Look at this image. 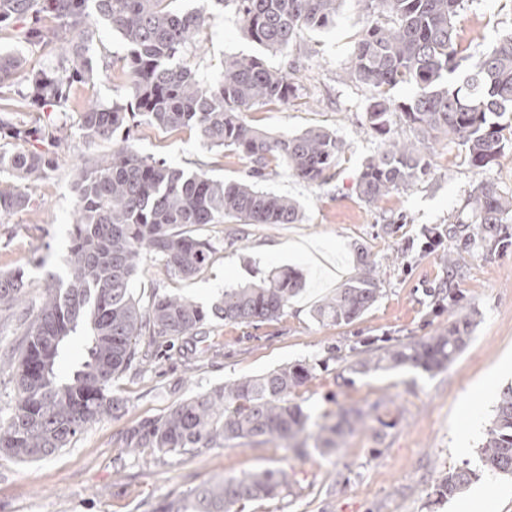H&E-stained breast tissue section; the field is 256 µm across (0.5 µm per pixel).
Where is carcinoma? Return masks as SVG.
<instances>
[{
	"mask_svg": "<svg viewBox=\"0 0 512 512\" xmlns=\"http://www.w3.org/2000/svg\"><path fill=\"white\" fill-rule=\"evenodd\" d=\"M93 6H88V3ZM174 0H0V28H13L17 39L48 50L53 61L35 68L25 57L0 52V174L22 187L0 188V220L27 209L32 190L53 169L51 153L36 143L58 147L68 141L63 127L39 120H17L7 102L15 99L34 112L67 113L74 91L93 82L88 57L100 26L119 33L129 47L127 104L84 105L77 129L88 144L109 142L136 113L170 130L190 128L212 147L231 148L253 163V177L264 175L272 160L309 184L331 178L345 143L315 127L299 134L272 137L240 118L256 105L289 104L296 98L288 73L269 68L260 56L224 59L212 82L179 61L195 45L206 19L205 7L178 11ZM234 5L246 35L269 52L294 47L305 29L336 22L340 0H217ZM369 19L348 62L347 74L372 90L366 108L367 129L383 138V148L359 174V197L375 204L392 192L415 184L429 172L427 142L456 140L471 166L489 168L506 144L504 120L512 128V32L472 63L460 67L454 21L463 0H364ZM22 88L14 89L20 72ZM409 86L411 97L397 101L390 91ZM421 133L404 141L392 132L390 116ZM77 203L65 270L47 274L40 304L23 314L25 331L14 356L17 399L0 415V451L23 461L45 459L105 417L122 409L112 396V383L132 365L154 358L147 345L182 341L186 358L200 353L199 337L215 317L226 323L258 322L278 317L302 280L292 270L271 271L258 283L224 289V297L206 311L177 295L155 294L143 306L131 284L141 259L161 261L168 275L191 278L214 253L212 242L194 233L206 224L235 220L240 224H298L297 201L266 192L254 181H224L207 173L148 161L129 146L94 158L77 182ZM466 214L448 219V238L473 241L471 225L489 248L507 245L500 226L512 223V197L485 180L469 196ZM448 276L434 289L439 303L448 302V328L420 340H399L376 350H363L350 361L352 372L402 368L432 373L445 368L471 341L475 311H463L453 282L458 269L446 258ZM27 296L25 271L0 273V310ZM371 272L347 279L319 304L315 316L332 325H348L380 298ZM85 359L67 376L57 365L79 325ZM311 377L303 363L238 379L173 404L157 419L146 420L122 436L126 448H156L192 453L227 441L246 445L283 443L287 448L335 449L364 424L363 413L346 410L336 420L310 423L311 414L292 402L291 394ZM316 427L312 431L309 426ZM480 470L512 475V385L502 389L479 447ZM478 479L469 467L446 474L436 494L450 498ZM287 488L280 469H265L241 478H222L203 485L190 499L172 500L158 512H234L244 501L272 499Z\"/></svg>",
	"mask_w": 512,
	"mask_h": 512,
	"instance_id": "cac0c4a2",
	"label": "carcinoma"
}]
</instances>
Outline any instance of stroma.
<instances>
[{"label":"stroma","instance_id":"stroma-1","mask_svg":"<svg viewBox=\"0 0 512 512\" xmlns=\"http://www.w3.org/2000/svg\"><path fill=\"white\" fill-rule=\"evenodd\" d=\"M208 21L200 49L183 59L204 80H212L225 58L263 55L268 66L288 70L296 97L244 112L250 125L274 134L320 126L346 144L333 178L316 185L271 163L260 188L297 200L298 224H209L202 228L216 250L208 266L189 279L169 277L147 258L132 282L148 303L153 293L181 295L211 306L225 289L257 281L272 270L291 269L303 280L278 318L250 324L212 319L204 354L187 365L178 347L156 346L149 370L127 371L112 385L124 410L90 426L70 447L36 462L0 453V512H156L164 502L191 496L206 483L243 477L264 469L288 475L289 492L246 503L243 512H478L474 491L494 484L490 512H512V478L482 476L454 497L436 501L434 488L448 471L478 468V448L498 392L512 384V224L510 245L492 250L449 246L447 238L427 239L463 211L482 180L512 194V148L496 165H470L455 141L437 143L431 174L393 192L380 204H365L357 193L363 164L382 148L365 128L371 90L352 81L346 67L365 25L361 0H342L336 23L304 31L288 53L263 52L242 31L232 7H206ZM512 30V0H465L456 23V41L476 56ZM128 48L104 31L90 50L101 71L81 86L79 100L101 103L130 98L125 74ZM68 145L58 150L56 168L33 191L31 208L0 223V273L23 268L30 303H37L48 272L61 270L67 255L76 204L75 182L88 159L111 143L86 144L68 116ZM129 145L139 156L188 171L203 170L224 181L247 179L251 162L241 153L209 147L195 131H166L138 116ZM365 248L382 294L364 315L343 326L316 321L313 311L349 277L362 272L357 248ZM454 253L461 275L455 281L465 308L477 312L469 346L435 375L402 369L354 374L345 367L353 349L383 347L397 339H421L448 325L447 308L432 304L427 289L447 277L444 259ZM300 361L313 364L311 378L296 388L294 402L312 418L342 408L366 412L363 429L347 436L336 452L299 456L278 444L225 443L193 453L154 448L129 454L121 436L140 422L160 417L172 404L213 387ZM470 426L469 452L457 451L463 426Z\"/></svg>","mask_w":512,"mask_h":512}]
</instances>
